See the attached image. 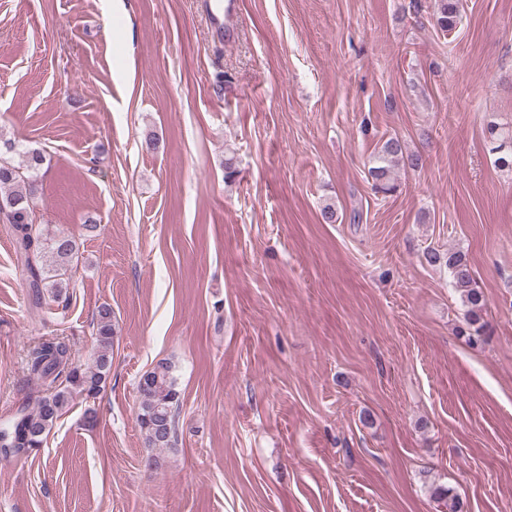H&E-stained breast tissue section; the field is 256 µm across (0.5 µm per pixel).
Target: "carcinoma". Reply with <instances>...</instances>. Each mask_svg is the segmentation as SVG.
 I'll list each match as a JSON object with an SVG mask.
<instances>
[{"label": "carcinoma", "mask_w": 512, "mask_h": 512, "mask_svg": "<svg viewBox=\"0 0 512 512\" xmlns=\"http://www.w3.org/2000/svg\"><path fill=\"white\" fill-rule=\"evenodd\" d=\"M459 15V0H435L433 21L441 32L454 31ZM487 133L493 143L492 152L497 154L495 163L512 168V134L500 131L494 124L488 126ZM44 161V155L37 149L22 152V159L16 164L0 155V222L12 229L25 284L38 306L61 302L63 289L69 286V272L78 257V245L73 238L53 234L38 221V177ZM398 163L416 172L425 166L426 158L419 152L406 151L397 137L387 139L372 156L367 170L376 192L387 194L396 190L394 167ZM424 260L432 267L447 268L452 276L465 306V326L459 335H481L487 328V300L476 286L466 255L432 248L425 252ZM113 337L112 308L103 306L96 319L97 346L91 362H73L67 344L54 337L42 338L28 348L29 373L46 385L47 393L32 410L19 409L0 427L1 453L23 457L37 451L57 418L76 397L94 398L103 390L112 370ZM138 390L136 421L146 443L153 448L170 446L176 437L180 401L172 366L158 363L140 379ZM428 491L440 508L458 512L450 488L432 483Z\"/></svg>", "instance_id": "cac0c4a2"}]
</instances>
